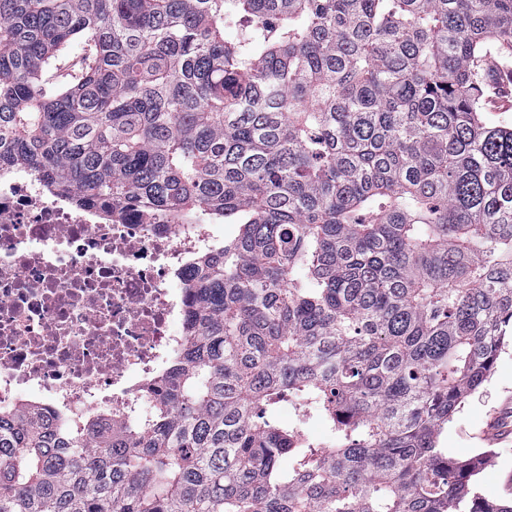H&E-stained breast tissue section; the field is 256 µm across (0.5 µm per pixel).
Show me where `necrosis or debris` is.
<instances>
[{
    "mask_svg": "<svg viewBox=\"0 0 512 512\" xmlns=\"http://www.w3.org/2000/svg\"><path fill=\"white\" fill-rule=\"evenodd\" d=\"M209 224L75 205L38 175L0 168V407L56 422L124 419L178 354Z\"/></svg>",
    "mask_w": 512,
    "mask_h": 512,
    "instance_id": "1",
    "label": "necrosis or debris"
}]
</instances>
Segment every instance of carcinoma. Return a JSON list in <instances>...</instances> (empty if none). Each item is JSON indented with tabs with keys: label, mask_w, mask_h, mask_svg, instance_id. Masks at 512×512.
I'll use <instances>...</instances> for the list:
<instances>
[{
	"label": "carcinoma",
	"mask_w": 512,
	"mask_h": 512,
	"mask_svg": "<svg viewBox=\"0 0 512 512\" xmlns=\"http://www.w3.org/2000/svg\"><path fill=\"white\" fill-rule=\"evenodd\" d=\"M500 79L512 0H0V165L234 226L146 411L0 409V512H512L438 447L512 333Z\"/></svg>",
	"instance_id": "obj_1"
}]
</instances>
